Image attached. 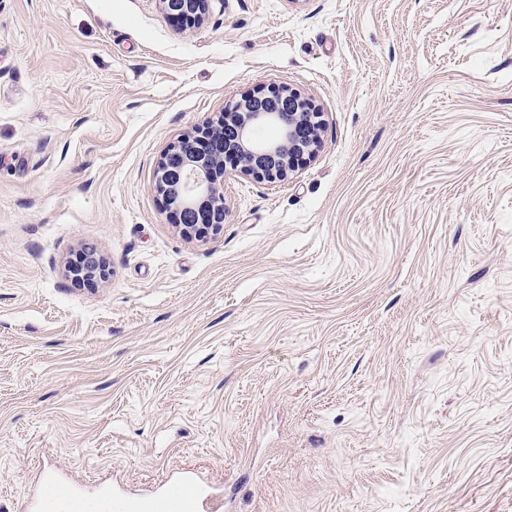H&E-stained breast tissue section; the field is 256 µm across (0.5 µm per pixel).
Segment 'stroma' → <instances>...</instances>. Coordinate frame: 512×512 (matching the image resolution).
<instances>
[{"instance_id":"obj_1","label":"stroma","mask_w":512,"mask_h":512,"mask_svg":"<svg viewBox=\"0 0 512 512\" xmlns=\"http://www.w3.org/2000/svg\"><path fill=\"white\" fill-rule=\"evenodd\" d=\"M323 120L181 233L164 150ZM106 257L91 286L65 264ZM196 473L222 512H512V0H0V512ZM183 1L187 0H161L166 14L188 28L194 26L205 14L209 6V0H193L196 2L192 11L182 7L181 3ZM274 93H287L288 104L293 102L295 111L296 104L303 102L307 104L310 112H261L255 110V107L249 106L255 100L259 101ZM237 106H240L243 111L240 112L243 119L236 131L240 150L244 154L241 161L242 167L256 177L272 182L284 180L287 177V172L268 171L260 166L258 162L264 158L276 159L284 152L295 154V150L298 148L297 142L308 132L315 131L316 134L309 137V144L300 147V155H303L301 160L305 159L306 155L310 156L319 144L321 123L316 117H319L320 113L316 112L308 102L301 99L300 95L292 90L288 89L286 91L279 87H270L245 97V101H238L233 107L236 108ZM305 119L315 128H311ZM302 129H305L304 133ZM306 129L309 131H306ZM266 130H273L275 134L270 137H262L260 134ZM249 156L252 158V162L248 161Z\"/></svg>"}]
</instances>
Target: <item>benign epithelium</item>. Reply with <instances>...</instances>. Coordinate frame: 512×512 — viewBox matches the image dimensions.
<instances>
[{
    "label": "benign epithelium",
    "instance_id": "1",
    "mask_svg": "<svg viewBox=\"0 0 512 512\" xmlns=\"http://www.w3.org/2000/svg\"><path fill=\"white\" fill-rule=\"evenodd\" d=\"M166 14L173 20L191 27L195 25L209 6V0H196L195 7L187 10L183 0H161ZM282 89L270 87L245 97L236 103L241 108L243 119L237 128V140L244 154L242 167L253 175L269 181H282L287 173L267 170L259 165L264 158L275 159L288 152L301 149V155H311L320 141L321 123L319 113L310 112H261L252 103L266 98ZM235 113L224 112L216 121L202 131L185 135L171 145L161 156L156 174L155 188L161 192L167 208L178 221H183L186 211L195 215V223L182 225L188 234L195 232H219L224 224L223 176L224 161L212 162L208 156L209 143L200 139L201 133L216 136L224 122L234 118ZM84 263L81 273L87 281L94 283L105 275L107 260L98 249L89 243L82 245Z\"/></svg>",
    "mask_w": 512,
    "mask_h": 512
}]
</instances>
